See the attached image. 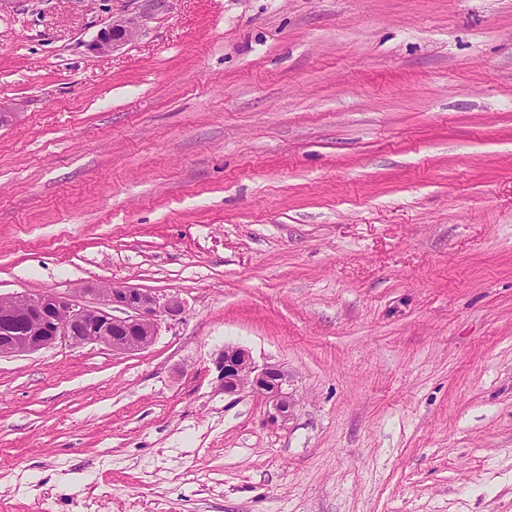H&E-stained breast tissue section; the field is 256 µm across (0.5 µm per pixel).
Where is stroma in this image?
Returning a JSON list of instances; mask_svg holds the SVG:
<instances>
[{
    "mask_svg": "<svg viewBox=\"0 0 512 512\" xmlns=\"http://www.w3.org/2000/svg\"><path fill=\"white\" fill-rule=\"evenodd\" d=\"M139 8L0 0V294L184 302L0 358V512H512V0H171L90 51ZM169 0H142L141 11L135 16L112 17L99 31L89 48L96 54H108L121 45L134 41L141 32V22L165 8ZM218 381L225 395L245 391L258 394L268 404L267 420L285 426L293 417L295 400L289 391L291 377L278 365H256L242 346H225L218 362Z\"/></svg>",
    "mask_w": 512,
    "mask_h": 512,
    "instance_id": "stroma-1",
    "label": "stroma"
}]
</instances>
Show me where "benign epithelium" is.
I'll list each match as a JSON object with an SVG mask.
<instances>
[{"label": "benign epithelium", "mask_w": 512, "mask_h": 512, "mask_svg": "<svg viewBox=\"0 0 512 512\" xmlns=\"http://www.w3.org/2000/svg\"><path fill=\"white\" fill-rule=\"evenodd\" d=\"M168 0H142L139 14L116 17L99 31L90 44L96 54H108L134 41L141 22L165 8ZM99 296L92 305L53 291L38 295H0V358L33 353L57 344L81 346L99 343L125 354L151 346L160 321L184 311L176 295H155L137 288H90ZM218 381L226 395L245 391L263 397L267 420L284 426L293 417L295 400L289 391L290 376L277 365H256L242 346H226L218 362Z\"/></svg>", "instance_id": "1"}]
</instances>
